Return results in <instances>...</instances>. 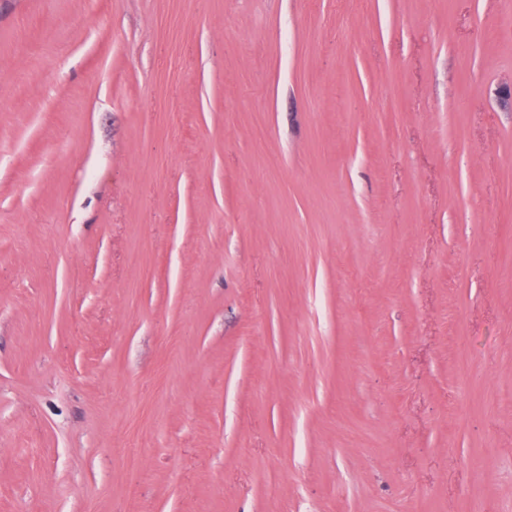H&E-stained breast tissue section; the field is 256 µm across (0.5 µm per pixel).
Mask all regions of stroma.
Listing matches in <instances>:
<instances>
[{"mask_svg": "<svg viewBox=\"0 0 512 512\" xmlns=\"http://www.w3.org/2000/svg\"><path fill=\"white\" fill-rule=\"evenodd\" d=\"M0 512H512V0H0Z\"/></svg>", "mask_w": 512, "mask_h": 512, "instance_id": "1", "label": "stroma"}]
</instances>
